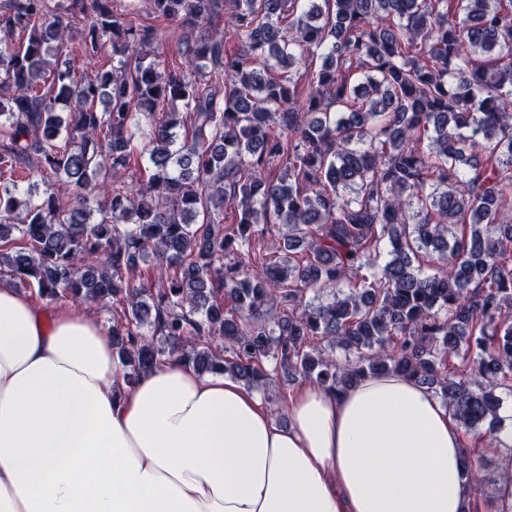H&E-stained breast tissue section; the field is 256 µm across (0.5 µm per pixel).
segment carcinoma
Segmentation results:
<instances>
[{
    "instance_id": "obj_1",
    "label": "carcinoma",
    "mask_w": 512,
    "mask_h": 512,
    "mask_svg": "<svg viewBox=\"0 0 512 512\" xmlns=\"http://www.w3.org/2000/svg\"><path fill=\"white\" fill-rule=\"evenodd\" d=\"M151 2L200 30L172 63L112 0L0 6V275L114 312L130 384L174 354L251 389L392 372L465 429L499 430L512 391V0H231L230 34L213 25L216 0ZM75 13L89 16L86 53L111 68L79 78L62 58ZM141 136L133 190L122 173ZM26 159L36 180L22 195ZM227 200L231 224L216 217ZM272 219L275 260L259 229ZM464 467L482 494L471 456Z\"/></svg>"
}]
</instances>
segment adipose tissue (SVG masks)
<instances>
[{
	"mask_svg": "<svg viewBox=\"0 0 512 512\" xmlns=\"http://www.w3.org/2000/svg\"><path fill=\"white\" fill-rule=\"evenodd\" d=\"M262 399L178 357L135 383L90 308L0 278V512H464L463 428L425 385Z\"/></svg>",
	"mask_w": 512,
	"mask_h": 512,
	"instance_id": "adipose-tissue-1",
	"label": "adipose tissue"
}]
</instances>
